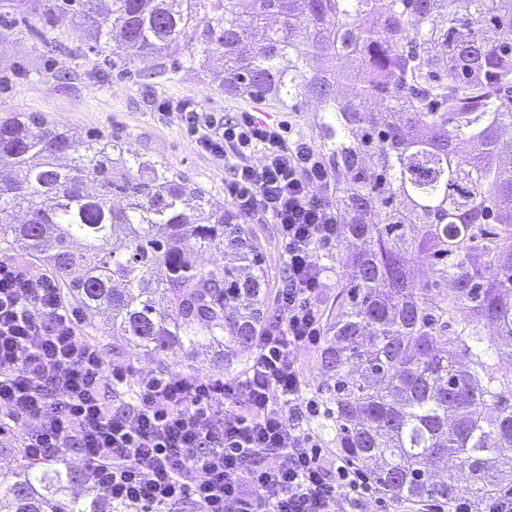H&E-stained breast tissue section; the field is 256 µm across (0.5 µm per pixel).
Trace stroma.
<instances>
[{
	"instance_id": "obj_1",
	"label": "stroma",
	"mask_w": 512,
	"mask_h": 512,
	"mask_svg": "<svg viewBox=\"0 0 512 512\" xmlns=\"http://www.w3.org/2000/svg\"><path fill=\"white\" fill-rule=\"evenodd\" d=\"M99 62L87 52L70 21L43 23L37 0H32L25 20L0 38V117L34 112L81 134L119 135L139 156L184 173L191 186L219 200L232 172L223 157L198 147L195 134L177 112L179 102H195L199 111L227 119L254 112L273 123L287 122L291 136L305 139L316 121V103L288 112L231 98L219 92L197 65L148 58L135 61L130 73L105 76L98 70ZM91 341L108 362L131 366L141 374H179L188 363L183 351L149 354L100 331Z\"/></svg>"
}]
</instances>
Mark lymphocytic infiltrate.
I'll use <instances>...</instances> for the list:
<instances>
[{"instance_id":"obj_1","label":"lymphocytic infiltrate","mask_w":512,"mask_h":512,"mask_svg":"<svg viewBox=\"0 0 512 512\" xmlns=\"http://www.w3.org/2000/svg\"><path fill=\"white\" fill-rule=\"evenodd\" d=\"M179 108L201 149L232 156L225 199L243 218L276 225L288 264L247 378L137 376L109 364L56 288L1 259L0 436L21 432L35 462L78 448L90 481L138 512H178L188 500L198 512H336L344 493L367 498L373 485L290 424L305 395L294 352L322 331L315 255L340 235L335 187L286 124ZM129 383L132 402L112 409L110 390Z\"/></svg>"}]
</instances>
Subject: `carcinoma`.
Listing matches in <instances>:
<instances>
[{
	"label": "carcinoma",
	"mask_w": 512,
	"mask_h": 512,
	"mask_svg": "<svg viewBox=\"0 0 512 512\" xmlns=\"http://www.w3.org/2000/svg\"><path fill=\"white\" fill-rule=\"evenodd\" d=\"M101 2L57 0L42 19L74 20L110 70L200 54L226 96L317 103L353 244L320 355L343 455L402 501L482 512L511 495L512 374L497 363L512 357V0H251L247 16L240 0ZM0 242L85 315L110 311L112 335L248 372L272 285L261 241L124 139L0 119ZM207 251L210 267L191 262ZM414 265L432 277L414 281ZM10 451L0 512H116L69 452Z\"/></svg>",
	"instance_id": "carcinoma-1"
}]
</instances>
